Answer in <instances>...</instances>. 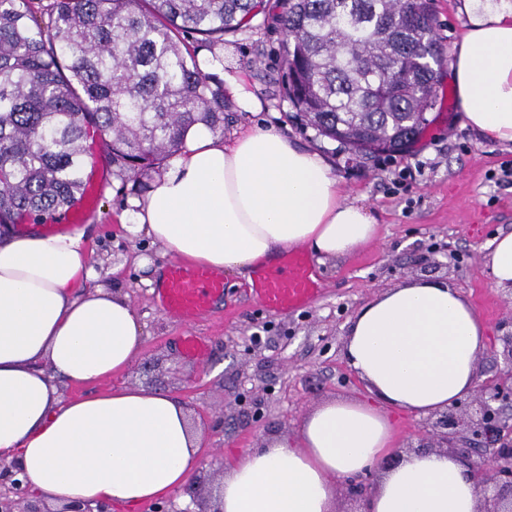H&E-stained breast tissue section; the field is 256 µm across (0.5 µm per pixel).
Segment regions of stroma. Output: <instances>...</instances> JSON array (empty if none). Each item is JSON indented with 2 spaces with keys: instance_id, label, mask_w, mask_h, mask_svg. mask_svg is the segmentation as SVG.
<instances>
[{
  "instance_id": "obj_1",
  "label": "stroma",
  "mask_w": 512,
  "mask_h": 512,
  "mask_svg": "<svg viewBox=\"0 0 512 512\" xmlns=\"http://www.w3.org/2000/svg\"><path fill=\"white\" fill-rule=\"evenodd\" d=\"M456 5L457 0H431L436 37L448 56L467 22ZM284 41L285 31L275 22L227 36L224 70L244 79L262 109L238 105L225 113L224 139L260 126L317 152L339 179L344 200L367 205L377 223L373 242L317 265L322 292L310 305L268 313L249 285L229 272L224 301L210 316L189 324L164 313L144 285L146 272L137 260L147 258L155 268L173 257L122 227L128 199L145 194L151 179H129L103 158L95 160L101 188L85 222L90 259L99 272L96 284L127 293L145 325L140 353L102 386L166 389L187 405L203 438L197 476L170 498L195 512H212L223 470L237 455L274 437L296 435L324 402L365 397L342 348L349 320L382 290L421 277L459 288L487 326V347L478 362L484 378L502 364L498 337L512 320V294L494 286L485 261L493 237L512 232V180L500 178L503 166H512V145L486 141L463 125L445 68L438 103L407 151L356 156L296 119L285 95ZM190 332L207 343L206 358L185 355L181 339Z\"/></svg>"
}]
</instances>
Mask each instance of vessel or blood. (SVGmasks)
<instances>
[{
	"label": "vessel or blood",
	"mask_w": 512,
	"mask_h": 512,
	"mask_svg": "<svg viewBox=\"0 0 512 512\" xmlns=\"http://www.w3.org/2000/svg\"><path fill=\"white\" fill-rule=\"evenodd\" d=\"M98 192L96 179H87L77 202L63 217L64 223H82ZM224 275L208 267L186 269L178 264L167 265L159 290L160 305L168 313L197 318L210 313L224 296ZM318 289L308 261L293 253L283 261L257 275L255 292L262 307L273 314L297 308Z\"/></svg>",
	"instance_id": "obj_1"
}]
</instances>
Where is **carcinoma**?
Returning <instances> with one entry per match:
<instances>
[{"instance_id":"obj_1","label":"carcinoma","mask_w":512,"mask_h":512,"mask_svg":"<svg viewBox=\"0 0 512 512\" xmlns=\"http://www.w3.org/2000/svg\"><path fill=\"white\" fill-rule=\"evenodd\" d=\"M288 102L367 155L401 152L437 104L429 0H278ZM267 0H0V224H43L81 195L86 142L145 176L197 124L224 129V80L200 61L268 22Z\"/></svg>"}]
</instances>
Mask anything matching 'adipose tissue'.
I'll return each instance as SVG.
<instances>
[{"instance_id":"ef3b65f1","label":"adipose tissue","mask_w":512,"mask_h":512,"mask_svg":"<svg viewBox=\"0 0 512 512\" xmlns=\"http://www.w3.org/2000/svg\"><path fill=\"white\" fill-rule=\"evenodd\" d=\"M467 18L451 65L457 104L484 139L512 144V0H458ZM131 236L191 265L252 278L292 247L337 259L370 243L368 207L342 199L317 153L263 128L230 141L205 125L131 198ZM86 229L0 230V459L19 464L31 494L140 512L193 475L201 435L167 391L96 390L140 352L144 325L126 294L88 288ZM487 330L445 281L413 279L352 317L343 347L363 401L335 400L224 471L223 512H332L336 481L381 467L393 413L429 415L469 397ZM65 386L87 392L64 399ZM479 490L457 457L409 454L383 469L364 512H477Z\"/></svg>"}]
</instances>
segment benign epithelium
<instances>
[{
	"instance_id": "benign-epithelium-1",
	"label": "benign epithelium",
	"mask_w": 512,
	"mask_h": 512,
	"mask_svg": "<svg viewBox=\"0 0 512 512\" xmlns=\"http://www.w3.org/2000/svg\"><path fill=\"white\" fill-rule=\"evenodd\" d=\"M502 345L503 366L478 382L473 396L430 416L427 435L440 448H451L477 478L481 489L479 512H512V329L497 337ZM0 477L9 482L0 494V512H44L32 504L15 510L30 498L11 466L0 462Z\"/></svg>"
}]
</instances>
